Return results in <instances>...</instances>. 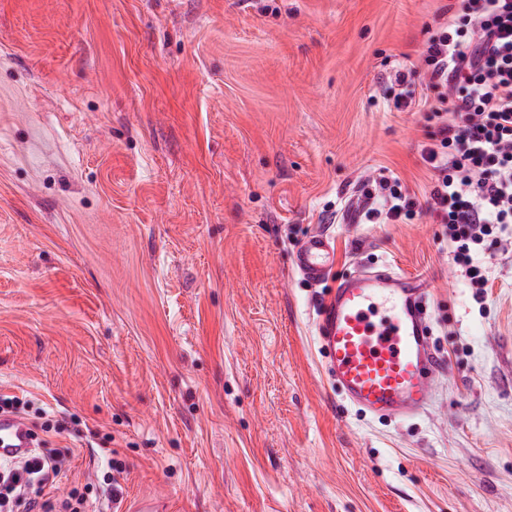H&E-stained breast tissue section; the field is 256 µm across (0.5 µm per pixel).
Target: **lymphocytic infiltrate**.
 Wrapping results in <instances>:
<instances>
[{"mask_svg":"<svg viewBox=\"0 0 512 512\" xmlns=\"http://www.w3.org/2000/svg\"><path fill=\"white\" fill-rule=\"evenodd\" d=\"M465 24L443 22L422 49V67L397 71L402 92L394 106L415 105L414 84L437 90L444 108L422 150L435 181L426 210L443 225L453 261L484 299L487 261L497 257L504 225L512 224V0H462ZM378 208L371 218L397 223L415 206L398 180L381 178ZM57 456L35 453L0 460V512H83L84 498L71 495L52 507L29 497L28 488L47 484L61 471Z\"/></svg>","mask_w":512,"mask_h":512,"instance_id":"lymphocytic-infiltrate-1","label":"lymphocytic infiltrate"}]
</instances>
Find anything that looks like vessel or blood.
I'll return each instance as SVG.
<instances>
[{"instance_id":"1","label":"vessel or blood","mask_w":512,"mask_h":512,"mask_svg":"<svg viewBox=\"0 0 512 512\" xmlns=\"http://www.w3.org/2000/svg\"><path fill=\"white\" fill-rule=\"evenodd\" d=\"M313 285L334 267V247L319 231L295 251ZM428 281L390 268L357 269L318 308L317 332L327 370L343 397L365 413L407 419L423 413L439 371L426 315ZM34 445L29 424L0 413V459L19 460Z\"/></svg>"}]
</instances>
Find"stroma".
Listing matches in <instances>:
<instances>
[{"label": "stroma", "mask_w": 512, "mask_h": 512, "mask_svg": "<svg viewBox=\"0 0 512 512\" xmlns=\"http://www.w3.org/2000/svg\"><path fill=\"white\" fill-rule=\"evenodd\" d=\"M460 0H0V398L94 432L87 512H512V257L476 302L423 203L433 121L393 74ZM396 176L397 224L345 212ZM336 271L423 275L431 405L361 413L325 372ZM294 258L303 277L310 284L319 285L334 267V247L324 233L313 231L301 240Z\"/></svg>", "instance_id": "stroma-1"}]
</instances>
